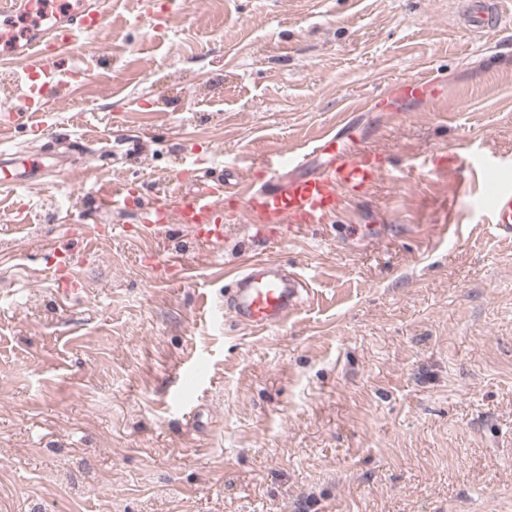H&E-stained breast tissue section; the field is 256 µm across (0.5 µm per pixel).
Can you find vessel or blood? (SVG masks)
I'll return each instance as SVG.
<instances>
[{
    "label": "vessel or blood",
    "instance_id": "obj_1",
    "mask_svg": "<svg viewBox=\"0 0 512 512\" xmlns=\"http://www.w3.org/2000/svg\"><path fill=\"white\" fill-rule=\"evenodd\" d=\"M500 0H466L463 22L481 34L504 26ZM44 8L43 0H0V14L25 16ZM104 23L100 0H78L76 9L58 11L51 24L31 27L24 34L13 29L0 31V62L26 61L27 67L15 79L23 85L19 104L0 114L1 129L40 126L45 107L59 95L63 83L56 78L58 59L76 58L79 41L97 33ZM430 73L403 80L394 94H379L377 103L390 106L416 99L430 106L438 101ZM346 124L333 126L319 134L310 146L285 156L278 151L264 162L268 178L264 183L253 179L238 180L226 186L223 178L197 181L191 194H182L176 183H169L153 204L136 201L132 183L120 180L97 187L93 201L98 210L121 214L135 211L142 235L161 244H169L172 225L186 230L200 246L221 247L227 237L224 229V202L233 200L247 216L252 238L269 242L281 231L296 235L302 230L325 223L338 211L347 195L360 193L381 177L384 165L367 146L346 143ZM448 166L457 174L448 186L450 201L473 194L477 176L503 173L507 166L488 156L452 151ZM491 224L512 235V181L496 182L492 204L487 210ZM89 240L77 231L67 233L65 242L52 247L55 264H67L75 255L88 251ZM181 267L180 252H171L166 260H151L154 279H174ZM307 288L298 274L280 264L261 258L242 259L230 274L224 291V308L245 327L271 329L280 326L299 309Z\"/></svg>",
    "mask_w": 512,
    "mask_h": 512
}]
</instances>
